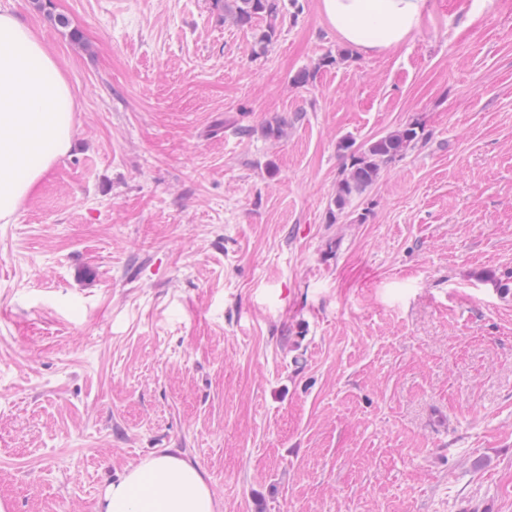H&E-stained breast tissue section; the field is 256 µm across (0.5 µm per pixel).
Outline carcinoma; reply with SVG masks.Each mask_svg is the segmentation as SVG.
Masks as SVG:
<instances>
[{"label": "carcinoma", "mask_w": 512, "mask_h": 512, "mask_svg": "<svg viewBox=\"0 0 512 512\" xmlns=\"http://www.w3.org/2000/svg\"><path fill=\"white\" fill-rule=\"evenodd\" d=\"M212 10L226 23L246 29L253 37V54H265L274 43L284 18L282 0H211ZM344 60V53L323 56L311 70L293 77V84L305 86L315 78L316 72ZM288 122L276 118L268 122L263 133L280 140L287 135ZM425 138L422 126L414 123L400 127L386 135L357 147L350 139L337 143V152L343 160L340 178L330 200L328 214L334 223L346 212L353 200L362 196L380 177L381 172L395 159L416 147Z\"/></svg>", "instance_id": "1"}]
</instances>
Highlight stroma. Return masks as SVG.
<instances>
[{"instance_id": "1", "label": "stroma", "mask_w": 512, "mask_h": 512, "mask_svg": "<svg viewBox=\"0 0 512 512\" xmlns=\"http://www.w3.org/2000/svg\"><path fill=\"white\" fill-rule=\"evenodd\" d=\"M0 9L76 92L72 150L0 223L9 512H95L161 448L221 512H512V0H428L303 87L342 49L320 0L261 57L210 0ZM409 123L330 223L338 140Z\"/></svg>"}]
</instances>
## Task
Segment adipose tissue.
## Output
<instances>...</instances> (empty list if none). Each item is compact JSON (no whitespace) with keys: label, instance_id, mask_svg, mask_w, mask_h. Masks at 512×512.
Returning a JSON list of instances; mask_svg holds the SVG:
<instances>
[{"label":"adipose tissue","instance_id":"adipose-tissue-1","mask_svg":"<svg viewBox=\"0 0 512 512\" xmlns=\"http://www.w3.org/2000/svg\"><path fill=\"white\" fill-rule=\"evenodd\" d=\"M427 0H321L339 41L360 55L390 53L418 29ZM75 94L40 33L0 11V222L11 223L72 147ZM193 463L162 448L99 498L95 512H213Z\"/></svg>","mask_w":512,"mask_h":512}]
</instances>
